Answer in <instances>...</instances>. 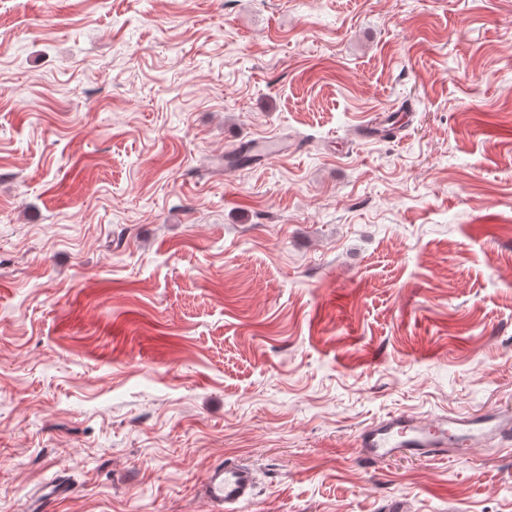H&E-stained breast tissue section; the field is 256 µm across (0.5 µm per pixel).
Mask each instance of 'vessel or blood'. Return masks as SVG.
<instances>
[{"label":"vessel or blood","instance_id":"obj_1","mask_svg":"<svg viewBox=\"0 0 512 512\" xmlns=\"http://www.w3.org/2000/svg\"><path fill=\"white\" fill-rule=\"evenodd\" d=\"M512 442V411L490 408L470 416L439 415L423 422L397 413L364 426L358 433L357 446L364 462L392 457L444 458L466 455L473 442L487 439ZM75 488L60 477L46 483L40 492L43 507L73 495ZM201 492L215 512H236L255 495V474L243 463L220 462L206 473Z\"/></svg>","mask_w":512,"mask_h":512}]
</instances>
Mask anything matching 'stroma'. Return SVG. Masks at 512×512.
Masks as SVG:
<instances>
[{
  "mask_svg": "<svg viewBox=\"0 0 512 512\" xmlns=\"http://www.w3.org/2000/svg\"><path fill=\"white\" fill-rule=\"evenodd\" d=\"M495 405L512 0H0V512H213L218 462L239 512H512V445L356 446ZM201 492L217 512H234L255 495L254 470L243 463L220 462L206 473ZM75 492L74 485L63 476L46 483L40 492L42 512H47L57 501L70 497Z\"/></svg>",
  "mask_w": 512,
  "mask_h": 512,
  "instance_id": "stroma-1",
  "label": "stroma"
}]
</instances>
